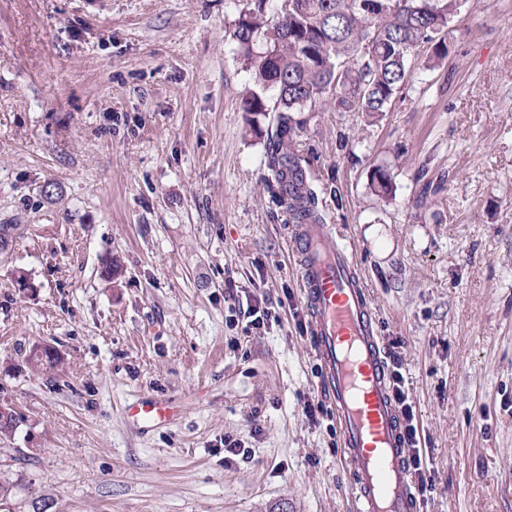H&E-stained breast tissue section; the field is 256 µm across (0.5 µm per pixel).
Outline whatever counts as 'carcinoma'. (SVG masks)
Returning a JSON list of instances; mask_svg holds the SVG:
<instances>
[{"mask_svg":"<svg viewBox=\"0 0 512 512\" xmlns=\"http://www.w3.org/2000/svg\"><path fill=\"white\" fill-rule=\"evenodd\" d=\"M268 2L256 0L235 22L233 41L254 75L241 107L276 113L267 182L291 220L318 221L315 191L292 149L293 113L334 104L342 112L382 115L409 82L412 57L427 47L428 67L447 59L451 25L467 0H281L271 17ZM371 183L389 194L390 172L374 169Z\"/></svg>","mask_w":512,"mask_h":512,"instance_id":"carcinoma-1","label":"carcinoma"}]
</instances>
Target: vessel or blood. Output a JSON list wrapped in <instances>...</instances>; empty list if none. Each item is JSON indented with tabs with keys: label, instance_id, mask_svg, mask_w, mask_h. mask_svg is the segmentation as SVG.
<instances>
[{
	"label": "vessel or blood",
	"instance_id": "b4317fda",
	"mask_svg": "<svg viewBox=\"0 0 512 512\" xmlns=\"http://www.w3.org/2000/svg\"><path fill=\"white\" fill-rule=\"evenodd\" d=\"M290 231L319 387L336 416L341 456L351 466V512H417L401 410L354 254L330 225L294 224ZM170 416L156 400L127 409L130 423L142 430Z\"/></svg>",
	"mask_w": 512,
	"mask_h": 512
}]
</instances>
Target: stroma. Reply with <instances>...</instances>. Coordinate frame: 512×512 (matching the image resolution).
<instances>
[{
	"label": "stroma",
	"instance_id": "stroma-1",
	"mask_svg": "<svg viewBox=\"0 0 512 512\" xmlns=\"http://www.w3.org/2000/svg\"><path fill=\"white\" fill-rule=\"evenodd\" d=\"M250 2L0 0V403L23 417L0 512H350L265 181L273 119L240 109ZM453 27L388 112L295 113V148L401 364L419 512H512V0H468ZM38 343L56 368L27 364ZM147 397L175 417L143 432L125 410ZM228 436L246 458L225 463Z\"/></svg>",
	"mask_w": 512,
	"mask_h": 512
}]
</instances>
